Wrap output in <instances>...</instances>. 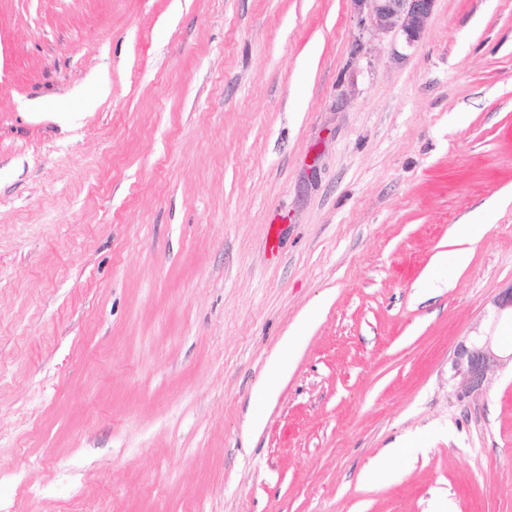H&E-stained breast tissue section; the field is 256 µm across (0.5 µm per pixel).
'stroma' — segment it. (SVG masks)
I'll use <instances>...</instances> for the list:
<instances>
[{"label":"stroma","mask_w":512,"mask_h":512,"mask_svg":"<svg viewBox=\"0 0 512 512\" xmlns=\"http://www.w3.org/2000/svg\"><path fill=\"white\" fill-rule=\"evenodd\" d=\"M511 286L512 0H0V512H512ZM359 23L378 34L396 31L407 46L423 34L436 0H350ZM316 317L317 313L311 311L304 318L302 325H300L297 330L290 334V336H284L273 358L270 371L254 394V400L256 402H269L277 396L282 383L294 368L301 347V337L304 327L313 322ZM490 336H473L459 345L453 360L456 376L461 377V397L481 393L489 376L503 363Z\"/></svg>","instance_id":"1"}]
</instances>
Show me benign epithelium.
Here are the masks:
<instances>
[{"label": "benign epithelium", "instance_id": "benign-epithelium-1", "mask_svg": "<svg viewBox=\"0 0 512 512\" xmlns=\"http://www.w3.org/2000/svg\"><path fill=\"white\" fill-rule=\"evenodd\" d=\"M359 23L378 34L399 33L407 46L423 34L436 0H350ZM503 362L489 336H474L459 345L453 360L461 377L460 397L481 393Z\"/></svg>", "mask_w": 512, "mask_h": 512}]
</instances>
